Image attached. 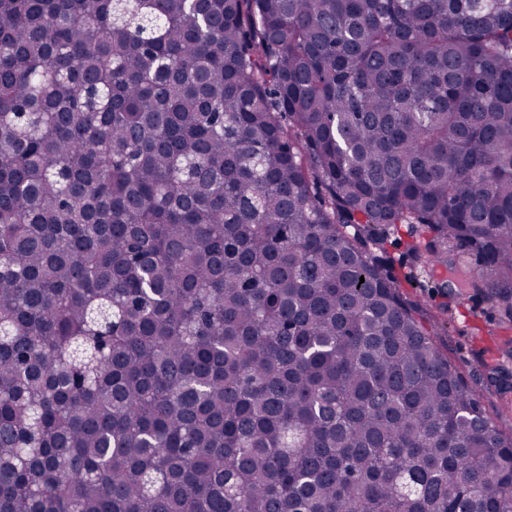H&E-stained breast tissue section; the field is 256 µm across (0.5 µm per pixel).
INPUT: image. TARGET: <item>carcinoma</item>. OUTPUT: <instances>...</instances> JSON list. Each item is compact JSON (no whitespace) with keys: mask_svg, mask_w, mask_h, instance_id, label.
Instances as JSON below:
<instances>
[{"mask_svg":"<svg viewBox=\"0 0 512 512\" xmlns=\"http://www.w3.org/2000/svg\"><path fill=\"white\" fill-rule=\"evenodd\" d=\"M402 226L512 327V0H0V512H512Z\"/></svg>","mask_w":512,"mask_h":512,"instance_id":"cac0c4a2","label":"carcinoma"}]
</instances>
